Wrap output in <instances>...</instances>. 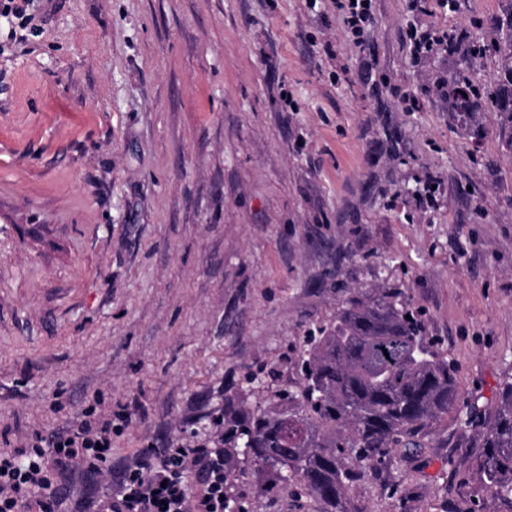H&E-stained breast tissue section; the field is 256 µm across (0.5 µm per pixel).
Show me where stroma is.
<instances>
[{"label":"stroma","mask_w":512,"mask_h":512,"mask_svg":"<svg viewBox=\"0 0 512 512\" xmlns=\"http://www.w3.org/2000/svg\"><path fill=\"white\" fill-rule=\"evenodd\" d=\"M372 0H32L0 17V449L128 405L147 446H218L226 403L277 409L299 346L358 292L390 295L494 406L512 375V0L414 15ZM455 36L415 55L411 25ZM438 186H430V177ZM445 420L348 489L355 512H500ZM243 512H315L239 460ZM370 0H355L351 4V16L347 18V23L351 27L355 36L359 37L363 28L373 23V14L370 11ZM460 82L467 84L471 88V96L479 97L483 95L499 112H512V89L508 94H499L475 86L469 77H463Z\"/></svg>","instance_id":"35a3bbf8"}]
</instances>
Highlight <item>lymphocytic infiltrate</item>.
I'll use <instances>...</instances> for the list:
<instances>
[{
  "label": "lymphocytic infiltrate",
  "mask_w": 512,
  "mask_h": 512,
  "mask_svg": "<svg viewBox=\"0 0 512 512\" xmlns=\"http://www.w3.org/2000/svg\"><path fill=\"white\" fill-rule=\"evenodd\" d=\"M89 400L76 425L35 435L21 455L0 452V512H59L63 477L82 467L102 493L73 512H224V451L203 445L147 448L112 480V438L130 422L126 406L100 418ZM197 491H189V480Z\"/></svg>",
  "instance_id": "lymphocytic-infiltrate-1"
}]
</instances>
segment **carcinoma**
I'll use <instances>...</instances> for the list:
<instances>
[{"label":"carcinoma","instance_id":"obj_1","mask_svg":"<svg viewBox=\"0 0 512 512\" xmlns=\"http://www.w3.org/2000/svg\"><path fill=\"white\" fill-rule=\"evenodd\" d=\"M461 82L471 96L512 112V92ZM296 366L284 410L224 406L225 477L238 457L251 458L273 471L272 481L299 484L319 512H352L347 490L359 471L378 467L397 448L425 447L433 426L453 413L478 430L474 477L512 512V377L498 384L495 411L486 416L478 399L459 397L456 366L433 350L410 310L361 294L306 338Z\"/></svg>","mask_w":512,"mask_h":512}]
</instances>
